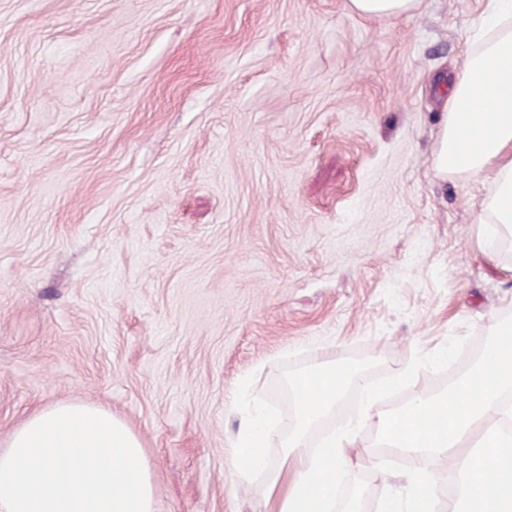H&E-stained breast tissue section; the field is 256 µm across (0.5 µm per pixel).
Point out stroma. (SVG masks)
<instances>
[{
    "mask_svg": "<svg viewBox=\"0 0 512 512\" xmlns=\"http://www.w3.org/2000/svg\"><path fill=\"white\" fill-rule=\"evenodd\" d=\"M483 0H0V448L51 403L140 436L159 512H268L233 483L254 397L334 360L388 377L490 339L512 252L436 176L438 75ZM340 487L404 497V452ZM354 13L368 18L381 19L399 17L418 11L423 0H348Z\"/></svg>",
    "mask_w": 512,
    "mask_h": 512,
    "instance_id": "obj_1",
    "label": "stroma"
}]
</instances>
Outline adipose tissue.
<instances>
[{
  "mask_svg": "<svg viewBox=\"0 0 512 512\" xmlns=\"http://www.w3.org/2000/svg\"><path fill=\"white\" fill-rule=\"evenodd\" d=\"M433 167L441 177L478 178L490 192L479 223L490 239L512 240V0H488L485 26L470 41L463 67L442 94ZM391 386L413 388L397 412L376 404L385 388L360 370L333 361L288 382L293 413L283 419L258 405L233 443L228 471L266 477L272 512H360L352 496L336 504V485L353 470L359 427L371 424L376 446L405 452L412 493L381 498L377 512H512V439L495 423L512 419V319L500 321L477 364L448 389L429 391L414 367ZM360 387L358 422L341 424L308 451L307 438ZM279 441L283 458L271 466L266 450ZM459 478L454 500L443 499L433 463ZM0 512H157L152 466L140 437L111 411L85 402H58L28 415L0 450Z\"/></svg>",
  "mask_w": 512,
  "mask_h": 512,
  "instance_id": "obj_1",
  "label": "adipose tissue"
}]
</instances>
